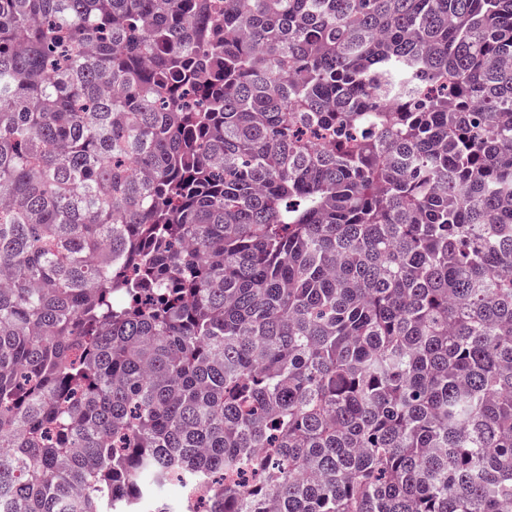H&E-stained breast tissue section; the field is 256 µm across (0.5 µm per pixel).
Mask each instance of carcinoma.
Listing matches in <instances>:
<instances>
[{
  "label": "carcinoma",
  "instance_id": "carcinoma-1",
  "mask_svg": "<svg viewBox=\"0 0 512 512\" xmlns=\"http://www.w3.org/2000/svg\"><path fill=\"white\" fill-rule=\"evenodd\" d=\"M171 479L512 512V0H0V512Z\"/></svg>",
  "mask_w": 512,
  "mask_h": 512
}]
</instances>
